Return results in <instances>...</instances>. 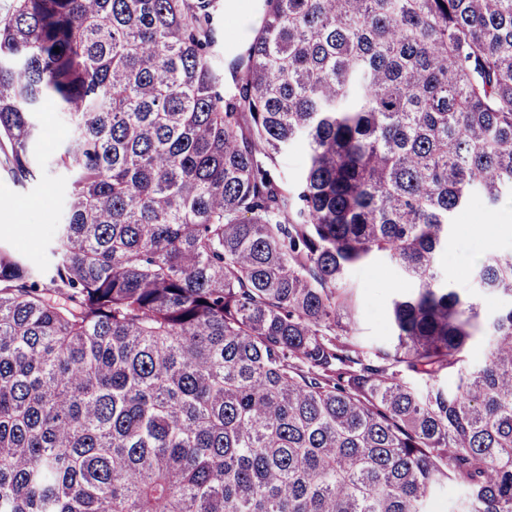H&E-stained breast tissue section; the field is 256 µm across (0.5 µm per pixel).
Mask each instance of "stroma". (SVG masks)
Here are the masks:
<instances>
[{
    "instance_id": "obj_1",
    "label": "stroma",
    "mask_w": 512,
    "mask_h": 512,
    "mask_svg": "<svg viewBox=\"0 0 512 512\" xmlns=\"http://www.w3.org/2000/svg\"><path fill=\"white\" fill-rule=\"evenodd\" d=\"M259 15V0H248L247 9L239 12L229 24L224 21L223 9H216L214 22L218 43L213 51L216 64H223L225 55L251 40ZM0 199L9 201L28 223L27 231L20 232L14 229L9 213L0 214V244L37 255L45 254L52 225L62 223L64 219L65 194L61 178L47 172L37 181L23 186L0 170ZM490 253L512 255V200L493 207L478 201L458 213L448 245L439 256L442 275L449 283L479 298L488 317L512 304L511 297L482 292L473 277L477 264ZM348 280L358 298V336L369 344L388 342L391 300L408 288V281L383 257L353 266L348 272Z\"/></svg>"
}]
</instances>
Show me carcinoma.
<instances>
[{
    "label": "carcinoma",
    "instance_id": "obj_1",
    "mask_svg": "<svg viewBox=\"0 0 512 512\" xmlns=\"http://www.w3.org/2000/svg\"><path fill=\"white\" fill-rule=\"evenodd\" d=\"M215 7L0 17L5 166L67 189L48 256L0 246V512H512V305L437 262L512 195V0H261L222 69ZM376 256L414 288L367 346ZM474 279L512 296V255ZM41 126L45 135L35 146L39 157H48L55 149L56 144L66 135L67 123L61 112L52 101H47L40 114Z\"/></svg>",
    "mask_w": 512,
    "mask_h": 512
}]
</instances>
